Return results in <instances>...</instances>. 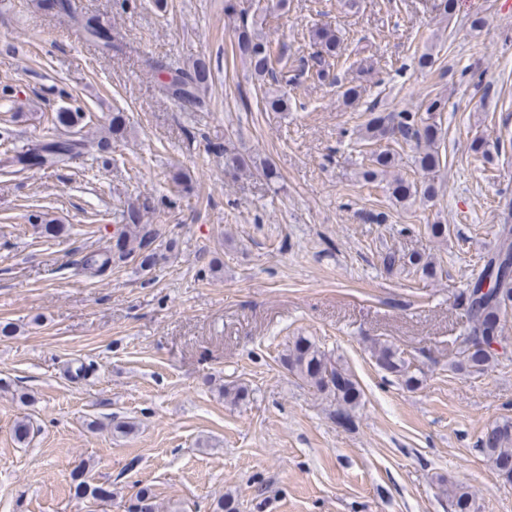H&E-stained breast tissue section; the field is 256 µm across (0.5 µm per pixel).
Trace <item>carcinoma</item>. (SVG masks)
<instances>
[{
    "label": "carcinoma",
    "instance_id": "obj_1",
    "mask_svg": "<svg viewBox=\"0 0 512 512\" xmlns=\"http://www.w3.org/2000/svg\"><path fill=\"white\" fill-rule=\"evenodd\" d=\"M266 17L255 15L251 20H242L237 28V39L233 55L245 65L250 77L258 82L273 81L274 85L264 91L263 108L271 112H286L290 108L288 93L279 85L275 65L285 54L284 47L273 46L263 33ZM87 37L102 51L109 53L116 47L117 39L112 29L97 20L82 22ZM311 39L317 52L314 55L316 69L314 76L322 80L331 66L342 57L343 40L330 26L316 28ZM158 73L166 75L162 88L165 94L180 102H201L204 91L212 80L210 60L202 57L183 65L152 64ZM445 100L434 97L429 100L426 114L401 110L398 112H371L370 118L358 130V139L367 145L386 143L385 148L371 153L369 162L362 165L358 178L366 183L385 184L390 198L399 205H406L418 199L428 201L437 194L435 184L427 181H410L395 171L393 142L400 146L415 147V163L423 172L439 167V144L442 129L435 115L443 111ZM85 113L81 108H64L51 115L54 128L65 130L66 137L41 141L29 145L4 160V173L20 174L37 168L53 170L66 165L75 156L88 149L83 136L77 135L76 128L82 127ZM128 119L125 113H112L108 136L99 138L97 148H109V139H121L127 133ZM224 167L236 173L249 172L255 168L268 180L278 178L271 162L260 163L248 160L240 153L224 148ZM119 233L112 244L84 260L87 269L95 276H104L112 268L129 261L138 263L143 270L155 266L162 255L155 242L158 230L153 224L142 222L140 208L131 206L123 212ZM382 267L391 272L396 268L409 269L421 277L436 275L434 258L420 252L404 254L392 247H385L379 254ZM480 271L473 275L461 293V306L466 328L460 336L451 369L463 374L482 375L500 361L512 362V356L497 349L504 339V323L508 309L512 308V224L499 227L497 242L487 255L481 258ZM370 349L378 368L397 377L408 388L422 384L421 370L414 367L405 352L386 340L370 339ZM283 362L304 385L325 396L334 403L333 417L350 423L362 400V389L352 370L340 359L322 348L307 336H296L289 343ZM224 400L236 404L249 395L247 386L227 383L223 389ZM479 446L496 475L512 482V416H504L487 425L480 434ZM453 512H477L476 496L468 487L440 481ZM75 494L105 502L112 498V490L102 485H92L75 478ZM128 512H158L152 491L141 488Z\"/></svg>",
    "mask_w": 512,
    "mask_h": 512
}]
</instances>
